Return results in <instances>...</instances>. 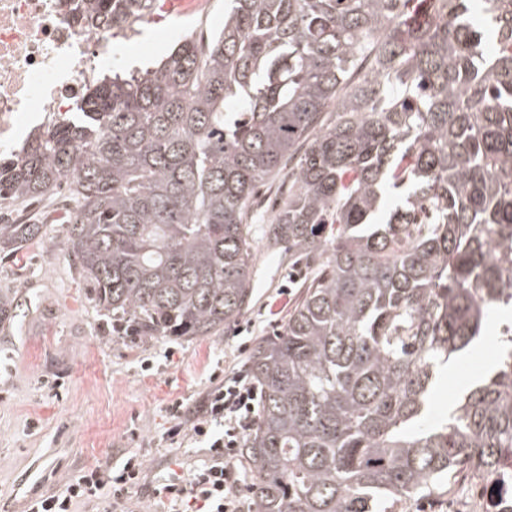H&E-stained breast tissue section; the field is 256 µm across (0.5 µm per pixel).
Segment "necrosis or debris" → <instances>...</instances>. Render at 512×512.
Returning <instances> with one entry per match:
<instances>
[{"label": "necrosis or debris", "mask_w": 512, "mask_h": 512, "mask_svg": "<svg viewBox=\"0 0 512 512\" xmlns=\"http://www.w3.org/2000/svg\"><path fill=\"white\" fill-rule=\"evenodd\" d=\"M112 69V29L87 30L66 0H0V154L20 161L18 144L61 120L80 92ZM512 497V465L484 475L470 512Z\"/></svg>", "instance_id": "necrosis-or-debris-1"}]
</instances>
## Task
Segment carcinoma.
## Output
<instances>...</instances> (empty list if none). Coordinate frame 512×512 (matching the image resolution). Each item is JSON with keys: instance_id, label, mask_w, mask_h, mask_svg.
<instances>
[{"instance_id": "cac0c4a2", "label": "carcinoma", "mask_w": 512, "mask_h": 512, "mask_svg": "<svg viewBox=\"0 0 512 512\" xmlns=\"http://www.w3.org/2000/svg\"><path fill=\"white\" fill-rule=\"evenodd\" d=\"M155 0H77L90 27ZM288 169L268 245L320 259L253 347L251 512H381L512 459V323L498 370L430 426L436 368L512 307V0H231L141 77L85 89L0 209L62 188L61 251L116 333L219 336L249 306V212ZM402 205L374 222L384 190ZM330 228V236L323 235ZM0 224V253L45 237ZM22 316L0 295V324Z\"/></svg>"}]
</instances>
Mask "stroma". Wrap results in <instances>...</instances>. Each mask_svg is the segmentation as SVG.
Returning a JSON list of instances; mask_svg holds the SVG:
<instances>
[{"label": "stroma", "instance_id": "1", "mask_svg": "<svg viewBox=\"0 0 512 512\" xmlns=\"http://www.w3.org/2000/svg\"><path fill=\"white\" fill-rule=\"evenodd\" d=\"M223 20L224 0H209L202 12L153 10L117 31L113 69L155 67L185 35H210ZM33 216L48 221L46 238L0 254V294L18 295L25 310L0 325V512H26L74 476L131 454L145 465L134 512H155L153 489L205 458L202 449L168 438L169 404L182 401L183 423L200 416L214 379L247 364L240 344L273 335L286 321L301 292L289 272L311 273L313 263L257 240L251 303L223 335L142 341L113 335L64 258L69 211L46 200ZM489 344L480 340L479 352L465 351L455 371L436 381L433 420L445 418L470 383L495 372Z\"/></svg>", "mask_w": 512, "mask_h": 512}]
</instances>
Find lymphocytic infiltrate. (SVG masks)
<instances>
[{"label": "lymphocytic infiltrate", "mask_w": 512, "mask_h": 512, "mask_svg": "<svg viewBox=\"0 0 512 512\" xmlns=\"http://www.w3.org/2000/svg\"><path fill=\"white\" fill-rule=\"evenodd\" d=\"M257 398L247 375L232 372L209 391L203 414L190 425L180 423L181 402L169 406V415L176 421L170 437L182 435L201 444L205 461L185 478L155 489L168 512H241L248 487L236 469L238 448L256 423ZM143 470L144 463L136 455L115 466L94 467L69 480L62 491L31 503L27 512H78L80 507L100 503L107 512H116L136 496Z\"/></svg>", "instance_id": "f902f5d3"}]
</instances>
